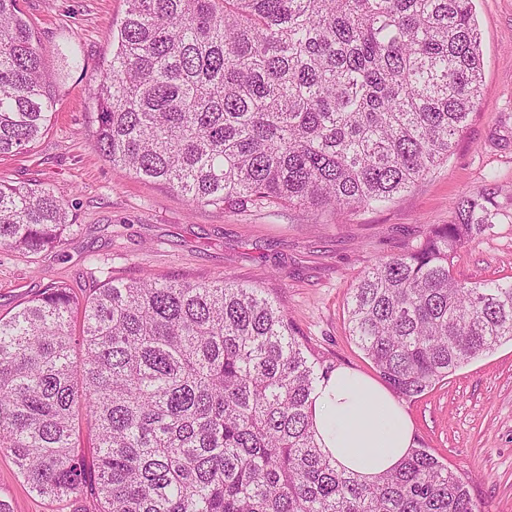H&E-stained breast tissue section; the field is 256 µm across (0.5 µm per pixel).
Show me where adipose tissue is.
I'll return each instance as SVG.
<instances>
[{
    "label": "adipose tissue",
    "mask_w": 512,
    "mask_h": 512,
    "mask_svg": "<svg viewBox=\"0 0 512 512\" xmlns=\"http://www.w3.org/2000/svg\"><path fill=\"white\" fill-rule=\"evenodd\" d=\"M313 424L342 467L370 480L392 469L412 446L410 421L391 394L371 379L336 369L312 395Z\"/></svg>",
    "instance_id": "adipose-tissue-1"
}]
</instances>
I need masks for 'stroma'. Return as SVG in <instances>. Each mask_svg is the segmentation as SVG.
Masks as SVG:
<instances>
[{"instance_id": "1", "label": "stroma", "mask_w": 512, "mask_h": 512, "mask_svg": "<svg viewBox=\"0 0 512 512\" xmlns=\"http://www.w3.org/2000/svg\"><path fill=\"white\" fill-rule=\"evenodd\" d=\"M46 51L56 105L26 153L0 158V180L43 185L63 198L74 227L64 244L26 257L0 246V317L54 282L85 296L108 277H227L277 302L313 357L373 381L379 372L348 329L347 302L380 260L454 221V201L490 192L493 229L460 247L465 283L512 281V0H475L481 94L447 162L393 201L315 219L287 206L191 208L159 182L105 161L93 146L94 80L112 56L125 0H20ZM413 445L468 475L481 512H512V341L472 360L424 394L401 399ZM0 498L14 512H96L92 499L32 493L0 452Z\"/></svg>"}]
</instances>
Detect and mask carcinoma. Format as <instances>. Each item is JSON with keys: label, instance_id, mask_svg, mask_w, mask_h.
Here are the masks:
<instances>
[{"label": "carcinoma", "instance_id": "obj_1", "mask_svg": "<svg viewBox=\"0 0 512 512\" xmlns=\"http://www.w3.org/2000/svg\"><path fill=\"white\" fill-rule=\"evenodd\" d=\"M125 3L94 147L192 208L382 205L448 160L480 95L473 0ZM54 106L33 24L0 0V156L28 150ZM492 208L460 196L454 223L352 290L350 336L402 398L512 340V282L451 270ZM72 228L53 190L0 183L1 246L35 254ZM332 372L228 278L110 279L82 300L54 282L0 318V451L30 491L97 512H480L468 477L424 448L371 482L340 469L309 411Z\"/></svg>", "mask_w": 512, "mask_h": 512}]
</instances>
